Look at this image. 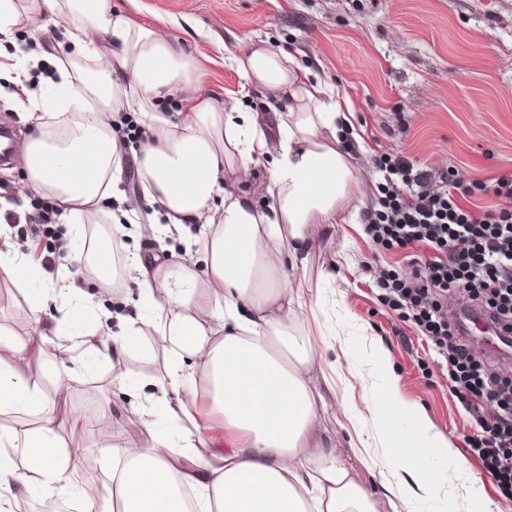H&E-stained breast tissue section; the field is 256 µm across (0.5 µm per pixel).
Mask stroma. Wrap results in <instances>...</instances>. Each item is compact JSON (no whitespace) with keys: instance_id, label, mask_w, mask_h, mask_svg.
Returning a JSON list of instances; mask_svg holds the SVG:
<instances>
[{"instance_id":"obj_1","label":"stroma","mask_w":512,"mask_h":512,"mask_svg":"<svg viewBox=\"0 0 512 512\" xmlns=\"http://www.w3.org/2000/svg\"><path fill=\"white\" fill-rule=\"evenodd\" d=\"M117 12L138 21L166 22L195 67L202 93L223 103L237 93L242 80L230 58L244 43L266 41L293 54L314 75L336 86L350 124L343 137L358 177L352 195L338 208L329 232L318 235L301 275L321 290L328 314L347 322L339 340L320 347L321 364L344 372L367 366L369 345H380L398 376L402 400L419 406L425 421L448 440V448L427 456L423 467L445 487L436 498L413 501V512H466L469 488L478 485L492 512H512V498L467 450L477 432L474 421L448 388V371L422 340L402 311L380 300L374 285L378 272L410 271L404 250L374 244L362 218L377 210L382 179L374 157L389 153L413 165L454 174L471 184L512 173V0H111ZM70 33L47 24L45 17L23 14L10 38L0 41V124L11 125L16 147H23L37 128L25 119L14 96L12 64L18 55L28 61L27 82L33 97L57 77L61 63L73 57ZM44 193L26 195L23 208L0 210V245L21 243L32 235L31 218ZM86 223L73 217L57 220L40 233L44 267L68 272L89 295L102 324L118 330L121 317L144 321L132 352L119 364L81 355L77 390L49 395L46 407L57 419L58 433L68 437L74 418L86 429L71 458L72 468L86 477L102 478V423L112 438L139 448L149 447L151 433L129 429L135 407L147 406L168 364V336L150 325V311L139 301L135 255L159 256L163 270L179 266L185 245L166 225H132L122 245L126 264L119 287H104L81 265ZM335 268L336 281L320 287L319 273ZM27 291L0 280V329L20 340L34 339L56 311L31 309ZM387 382L374 376L367 391L337 388L326 392L325 409L316 421L318 436L330 437L342 453H350L353 424L369 410L386 412ZM111 408L99 420L102 404ZM64 512H82L77 494H46L39 487L16 494L12 512H44L47 504Z\"/></svg>"}]
</instances>
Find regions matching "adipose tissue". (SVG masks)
<instances>
[{"label":"adipose tissue","instance_id":"obj_1","mask_svg":"<svg viewBox=\"0 0 512 512\" xmlns=\"http://www.w3.org/2000/svg\"><path fill=\"white\" fill-rule=\"evenodd\" d=\"M53 24L73 26L76 71L61 70L52 99L31 101L27 71L15 64L16 99L29 102L28 119L39 131L23 153L29 185L49 193L70 214L93 221L100 202L123 173L124 156L112 137L117 112L139 113L149 136L137 156L143 198L153 206L147 223L165 219L172 232L190 224L220 223L204 257L186 253L177 270L157 277V257H134L139 300L164 325L171 343L167 377L140 426L152 432L147 448L105 443L110 482L98 483L70 470L71 449L62 446L45 406L43 378L26 373L30 343L0 336V413L39 414L38 427L20 437L0 432L1 448H16L29 472L0 456V491L30 488L38 473L43 490H77L83 512H376L373 492L356 479L349 456L329 440L313 442L321 389L310 378L317 348L294 332L298 314L322 311L306 301L304 281L288 272L305 265L320 224L357 185L341 146L347 122L333 87L312 79L282 48L262 42L241 48L231 61L243 79L240 91L216 107L195 85L194 63L169 37L165 24L144 26L115 14L107 0H34ZM109 52H102V42ZM261 89L289 106L275 128L244 101ZM178 98L171 116L160 104ZM271 156L267 207L227 182L225 167L247 178L254 159ZM0 273L24 277L34 290L29 306L59 305L53 327L40 342L64 335L71 299L82 297L75 282L45 285L30 256L18 247L0 251ZM205 282L215 297L209 321L188 312L193 290ZM184 308L170 320V305ZM221 339H214L215 329ZM141 329L123 321L119 333L78 334L86 353L116 362L127 355ZM205 386L222 420V431L199 422L193 398ZM390 415L411 418L406 429L390 428L373 415L380 447L396 449L384 488L403 505L439 494L422 469L424 456L447 447V438L424 427L418 408L390 397Z\"/></svg>","mask_w":512,"mask_h":512}]
</instances>
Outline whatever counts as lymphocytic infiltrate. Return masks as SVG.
I'll use <instances>...</instances> for the list:
<instances>
[{"label": "lymphocytic infiltrate", "instance_id": "1", "mask_svg": "<svg viewBox=\"0 0 512 512\" xmlns=\"http://www.w3.org/2000/svg\"><path fill=\"white\" fill-rule=\"evenodd\" d=\"M376 166L380 208L365 216V231L375 244L416 254L410 272H382L375 284L444 358L450 388L478 427L470 451L511 495L512 373L475 354L456 309L481 310L512 336V175L495 180L498 205L474 212L461 181L395 155H379Z\"/></svg>", "mask_w": 512, "mask_h": 512}]
</instances>
